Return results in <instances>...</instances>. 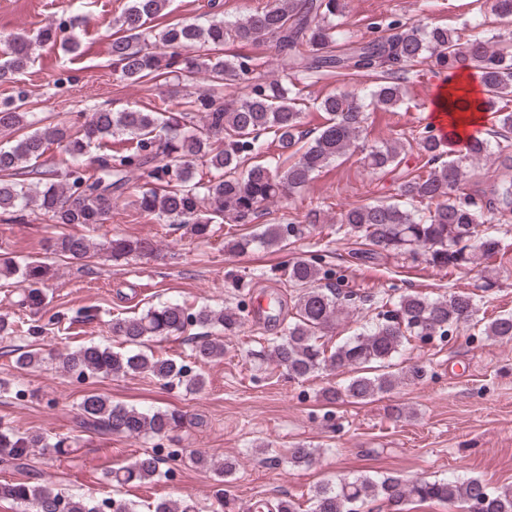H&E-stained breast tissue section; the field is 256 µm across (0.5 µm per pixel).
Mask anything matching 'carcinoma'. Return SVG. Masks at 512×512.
Returning <instances> with one entry per match:
<instances>
[{"instance_id":"1","label":"carcinoma","mask_w":512,"mask_h":512,"mask_svg":"<svg viewBox=\"0 0 512 512\" xmlns=\"http://www.w3.org/2000/svg\"><path fill=\"white\" fill-rule=\"evenodd\" d=\"M170 0H129L113 20L112 62L121 77L132 83L156 82L172 77L191 82L199 72L207 76L208 89L182 102L179 117L162 112L129 108L121 112H66L48 125H39L33 113L22 111L26 94L18 91L0 99V132H30L10 146H0V210L22 211L32 205L56 225H77L80 234L61 233L52 250L73 259H83L92 250L91 234L112 218V208L124 193L126 174L146 169L152 187L132 201L135 208L165 224H184L197 238H207L212 225L250 224L279 198L306 186L316 172L350 152L365 132L367 108L389 110L403 103L400 75L420 67L448 79L468 71L478 77L484 90V110L494 114L495 125L488 138H471L462 149L453 137L443 140L429 126L416 130L411 142L428 167L425 174L403 177L399 200L355 204L340 215L346 232L395 255L446 270L478 266L499 251V239L482 229L494 221L492 214L462 192L471 178L470 167L482 157L512 152V39L500 30L512 27V0H490L492 19L481 18L479 26H492L497 33L488 39L470 34L464 22L458 28L428 26L421 21H375L371 27L386 32L366 41H354L340 29L336 19L346 11V0H267L247 15L233 20L215 12L203 20L157 25ZM64 27H45L35 38L12 37L6 56L0 59V82L15 80L32 63L34 41L60 44L67 50L80 45ZM275 40L280 68L292 77L261 82L253 73L256 60L224 54L228 44H260ZM204 56H192L193 49ZM334 77L340 81L370 76L375 84L370 102L346 93L321 99L318 109L325 123L310 140L302 131L306 108L299 88L303 79ZM245 87L248 92L228 101L224 89ZM272 133L279 148L277 159L268 155L265 135ZM224 140V149H213V139ZM64 148L70 156L62 170L39 169L40 159L51 146ZM92 147L103 149L89 174L83 157ZM400 142L372 147L364 156L374 170L396 168L401 162ZM201 162L214 172L207 181H192L191 168ZM30 168L38 175L33 183L19 178ZM315 227L293 220L268 224L255 236L234 237L224 242L229 252L282 247L290 236ZM153 243L117 238L111 241L112 258L141 256L153 252ZM50 266L31 261L24 265L0 261V277L17 276L26 283L19 306L44 304V284ZM329 275L315 260L296 257L281 266V277L294 289L291 316L282 333L267 346L253 352L262 362L273 363L293 380H306L323 370L358 371L339 389L328 388L330 401L364 402L393 391L405 380H419L422 369L411 367L404 375L390 371L392 360L414 338L444 337L477 312L473 297L455 291L429 299L404 294L385 301L374 319L345 341L327 348L324 333L344 313L349 294L318 282ZM243 324L239 311L208 305L189 311L179 303H164L139 317L112 320V335L129 346L117 352L95 343L61 352L58 366L65 372L104 377L147 373L169 383L176 379L192 393L203 390L200 374H188L170 358L142 350L150 338L164 340L187 327L216 328L230 336ZM480 333L498 341L512 342V314H502L482 325ZM224 356L222 337H204L195 345V357L203 363ZM376 373L370 374L368 370ZM83 428L138 439L143 435L165 436L180 427V410L143 411L101 395L85 397L80 405ZM65 440L49 442L41 434L18 436L0 430V463L25 471L30 449L63 455ZM318 449L299 444L289 450L293 466H312ZM161 460L144 455L115 471L119 484L146 482L160 473ZM381 499L402 512L411 500L438 501L460 512H512V489L492 491L470 477L465 480H411L386 476L375 480L345 478L323 483L314 491L312 512H360L369 499ZM0 499L24 505V512H99V502L79 494L64 495L44 484L29 481L0 482Z\"/></svg>"}]
</instances>
